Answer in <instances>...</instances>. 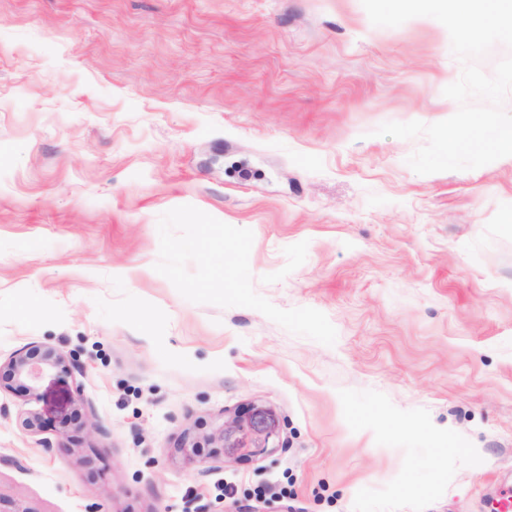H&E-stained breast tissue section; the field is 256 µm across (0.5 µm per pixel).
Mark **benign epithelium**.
<instances>
[{
	"label": "benign epithelium",
	"instance_id": "benign-epithelium-1",
	"mask_svg": "<svg viewBox=\"0 0 512 512\" xmlns=\"http://www.w3.org/2000/svg\"><path fill=\"white\" fill-rule=\"evenodd\" d=\"M70 361L67 356L52 347L29 344L16 350L6 362L0 363V386L14 384L23 387L29 395H36L39 380L47 373H67ZM262 426L263 443L248 447L240 440L232 439V435L244 432L256 426ZM273 429L263 424L260 414L256 413L247 419H238L231 426H222L218 430V439L232 443V446L243 451L245 456H254L268 452L269 439Z\"/></svg>",
	"mask_w": 512,
	"mask_h": 512
}]
</instances>
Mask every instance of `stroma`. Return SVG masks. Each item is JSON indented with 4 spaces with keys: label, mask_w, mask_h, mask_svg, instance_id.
Masks as SVG:
<instances>
[{
    "label": "stroma",
    "mask_w": 512,
    "mask_h": 512,
    "mask_svg": "<svg viewBox=\"0 0 512 512\" xmlns=\"http://www.w3.org/2000/svg\"><path fill=\"white\" fill-rule=\"evenodd\" d=\"M462 66L361 0H0V499L486 512L512 488V157L428 175ZM260 410L272 453L211 436ZM37 412L42 426L22 420ZM67 356L52 347L29 344L16 350L6 362L0 360V390L14 384L35 396L39 380L47 373H68Z\"/></svg>",
    "instance_id": "obj_1"
}]
</instances>
